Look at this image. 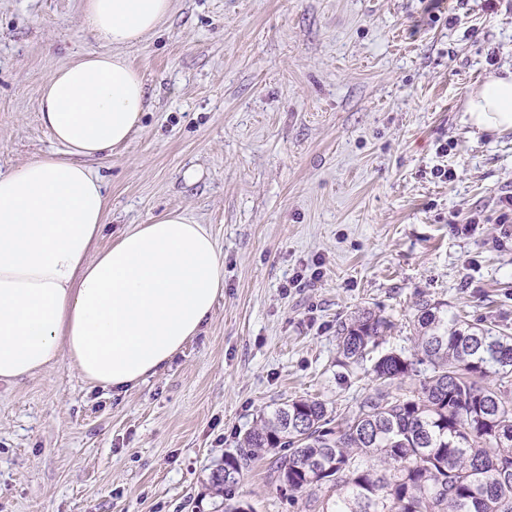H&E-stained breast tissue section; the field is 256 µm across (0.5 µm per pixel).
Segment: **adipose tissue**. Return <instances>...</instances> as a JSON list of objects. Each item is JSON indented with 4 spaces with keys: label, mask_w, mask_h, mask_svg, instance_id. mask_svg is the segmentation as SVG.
Masks as SVG:
<instances>
[{
    "label": "adipose tissue",
    "mask_w": 512,
    "mask_h": 512,
    "mask_svg": "<svg viewBox=\"0 0 512 512\" xmlns=\"http://www.w3.org/2000/svg\"><path fill=\"white\" fill-rule=\"evenodd\" d=\"M172 0H83L100 45L51 72L40 120L64 157L0 172V381L67 358L95 386L118 392L165 369L197 336L224 293V259L205 225L163 213L94 249L107 223L103 187L86 162L139 128L144 74L125 48L164 21ZM467 123L512 129V73L469 95Z\"/></svg>",
    "instance_id": "obj_1"
}]
</instances>
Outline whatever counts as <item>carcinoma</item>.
<instances>
[{
  "label": "carcinoma",
  "mask_w": 512,
  "mask_h": 512,
  "mask_svg": "<svg viewBox=\"0 0 512 512\" xmlns=\"http://www.w3.org/2000/svg\"><path fill=\"white\" fill-rule=\"evenodd\" d=\"M392 328L370 311L340 324L342 366ZM414 328L413 352L381 356L345 412L301 398L261 418L211 472L215 494L272 452L279 490L320 512H512V328L427 300Z\"/></svg>",
  "instance_id": "cac0c4a2"
}]
</instances>
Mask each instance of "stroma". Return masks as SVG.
<instances>
[{"instance_id": "obj_1", "label": "stroma", "mask_w": 512, "mask_h": 512, "mask_svg": "<svg viewBox=\"0 0 512 512\" xmlns=\"http://www.w3.org/2000/svg\"><path fill=\"white\" fill-rule=\"evenodd\" d=\"M82 0H0V172L62 155L41 124L50 72L96 48ZM149 108L90 161L108 225L97 248L164 212L224 257V295L170 367L122 393L67 359L0 382V512H219L213 468L279 404L343 410L379 355L411 351L419 301L512 327V131L464 121L472 88L512 69V0H173L129 48ZM453 143L448 155L439 147ZM453 180L435 178L436 166ZM472 232L453 227L471 216ZM296 288L287 283L295 273ZM393 329L353 371L340 322ZM269 457L234 486L249 512H309Z\"/></svg>"}]
</instances>
